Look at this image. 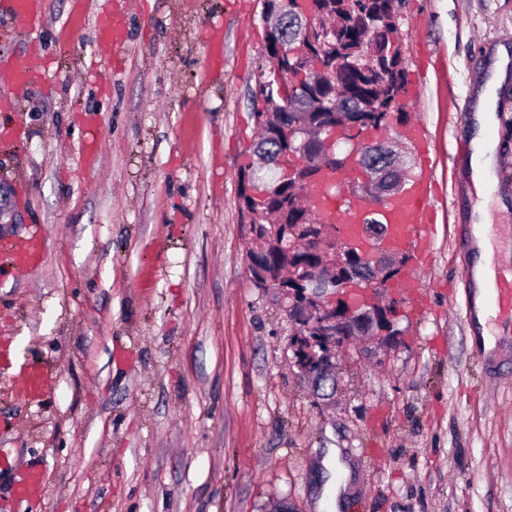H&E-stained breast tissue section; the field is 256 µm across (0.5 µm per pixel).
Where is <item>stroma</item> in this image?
Listing matches in <instances>:
<instances>
[{
	"instance_id": "1",
	"label": "stroma",
	"mask_w": 512,
	"mask_h": 512,
	"mask_svg": "<svg viewBox=\"0 0 512 512\" xmlns=\"http://www.w3.org/2000/svg\"><path fill=\"white\" fill-rule=\"evenodd\" d=\"M121 14L120 50L97 10ZM35 32L0 12V66L48 79L0 106V512H322L335 469L350 512H512V344L490 366L466 317L479 201L477 91L512 0H404L406 94L384 140L422 120L432 267L408 262L388 358L338 357L341 389L291 363L292 324L254 288L238 209L258 135L263 0H42ZM500 197L487 217L512 269V75L493 108ZM97 141L94 161L85 158ZM43 228V258L10 247ZM38 472L37 495L19 498Z\"/></svg>"
}]
</instances>
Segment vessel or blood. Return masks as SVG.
<instances>
[{
	"label": "vessel or blood",
	"mask_w": 512,
	"mask_h": 512,
	"mask_svg": "<svg viewBox=\"0 0 512 512\" xmlns=\"http://www.w3.org/2000/svg\"><path fill=\"white\" fill-rule=\"evenodd\" d=\"M10 16L22 25L36 29L43 22L41 0H8ZM96 25L102 41L121 45V25L110 10H102L96 16ZM39 71L26 67H13L7 71L6 81L0 82V103L8 104L14 89L39 80ZM310 194L318 198L321 214L328 223L338 225L342 235H349L355 224L361 223L366 207L361 199L350 196L342 188L340 177L328 175L312 184ZM431 182L425 174L409 178L406 190L390 201L382 213L385 223L391 224L399 242L408 246L419 265H427V253L423 247L424 226L430 211ZM485 263L494 268L493 279L483 282L486 308L491 321L512 323V270L498 271L495 254H487Z\"/></svg>",
	"instance_id": "vessel-or-blood-1"
}]
</instances>
